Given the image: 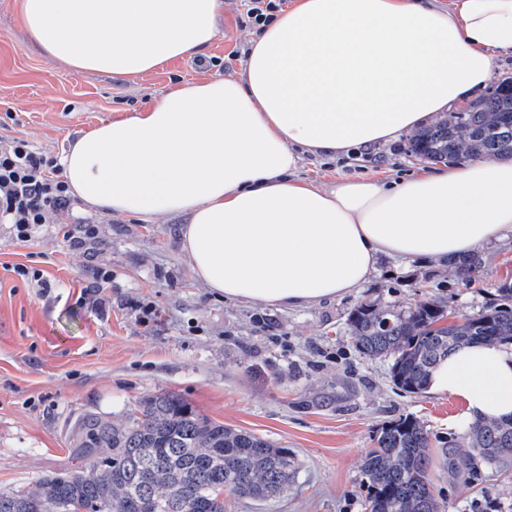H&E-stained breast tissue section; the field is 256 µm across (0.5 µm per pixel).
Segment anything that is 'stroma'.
Segmentation results:
<instances>
[{
	"mask_svg": "<svg viewBox=\"0 0 512 512\" xmlns=\"http://www.w3.org/2000/svg\"><path fill=\"white\" fill-rule=\"evenodd\" d=\"M255 36L240 0H224L204 51L220 66L198 70L186 57L136 76L86 72L44 54L23 26L20 0H0V136L64 155L90 128L129 117L184 82L239 76ZM381 152H304L296 177L329 187L342 177L389 182L432 167L404 136ZM76 217L94 236L73 225ZM181 223L111 216L77 201L29 242L0 225V490L77 469L76 420L91 412L117 418L159 393L297 457L296 479L279 498L253 505L228 494L225 512H365L361 463L382 425L411 416L436 438L463 436L465 402L396 389L387 362L356 351L346 319L364 301L408 308L442 299L454 314L476 313L512 282L511 239L483 248L484 272L469 283L440 261L398 266L385 257L358 292L287 310L210 293L181 249ZM68 230L74 242L64 240ZM19 264L40 270L43 284L22 280ZM99 267L111 278L91 296L85 286ZM431 475L445 512H482L488 500L512 512V474L486 472L468 492L441 467Z\"/></svg>",
	"mask_w": 512,
	"mask_h": 512,
	"instance_id": "1",
	"label": "stroma"
}]
</instances>
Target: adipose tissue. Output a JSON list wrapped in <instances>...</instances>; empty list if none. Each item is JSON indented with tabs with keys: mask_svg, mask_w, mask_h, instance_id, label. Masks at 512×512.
Returning a JSON list of instances; mask_svg holds the SVG:
<instances>
[{
	"mask_svg": "<svg viewBox=\"0 0 512 512\" xmlns=\"http://www.w3.org/2000/svg\"><path fill=\"white\" fill-rule=\"evenodd\" d=\"M222 0H21L50 57L146 73L212 42ZM512 51V0H298L250 44L240 77L189 81L100 124L62 164L72 196L110 215L182 216L199 281L293 309L365 286L381 257H461L512 237V160L434 169L394 186L294 179L326 157L397 140L483 90ZM429 389L466 422L512 418V345L464 347Z\"/></svg>",
	"mask_w": 512,
	"mask_h": 512,
	"instance_id": "obj_1",
	"label": "adipose tissue"
}]
</instances>
